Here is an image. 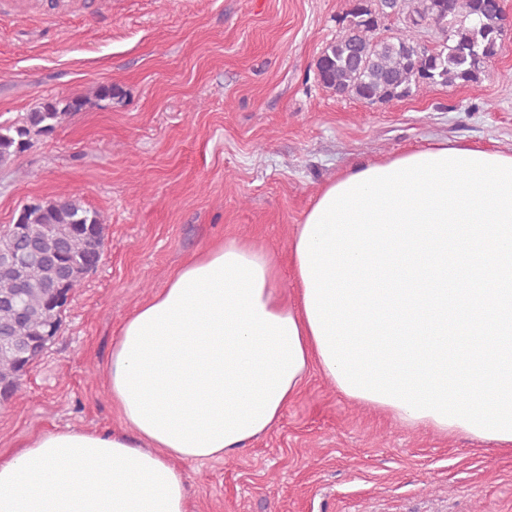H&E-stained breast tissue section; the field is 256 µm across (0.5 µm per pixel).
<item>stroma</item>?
<instances>
[{"label":"stroma","mask_w":512,"mask_h":512,"mask_svg":"<svg viewBox=\"0 0 512 512\" xmlns=\"http://www.w3.org/2000/svg\"><path fill=\"white\" fill-rule=\"evenodd\" d=\"M352 0H0V124L45 99L87 104L0 166V230L69 196L105 226L61 329L0 398V454L57 427L109 431L118 323L187 257L229 237L273 251L355 164L448 141L512 151V0L480 79L369 103L317 79ZM117 85L102 101L95 89ZM193 512H512V447L408 428L311 371L278 425L237 455L180 464Z\"/></svg>","instance_id":"35a3bbf8"}]
</instances>
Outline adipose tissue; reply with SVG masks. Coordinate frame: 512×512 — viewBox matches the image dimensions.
<instances>
[{
    "instance_id": "obj_1",
    "label": "adipose tissue",
    "mask_w": 512,
    "mask_h": 512,
    "mask_svg": "<svg viewBox=\"0 0 512 512\" xmlns=\"http://www.w3.org/2000/svg\"><path fill=\"white\" fill-rule=\"evenodd\" d=\"M276 257L230 238L118 326L123 430L0 458V512H190L182 461L271 431L311 369L403 425L512 447V152L435 142L326 183Z\"/></svg>"
}]
</instances>
